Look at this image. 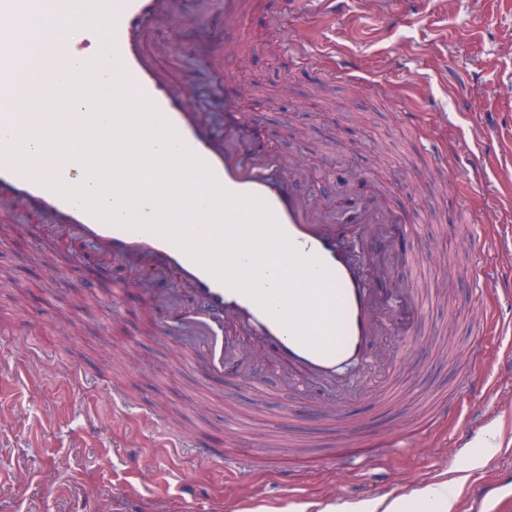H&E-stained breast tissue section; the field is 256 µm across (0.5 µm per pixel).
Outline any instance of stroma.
I'll return each instance as SVG.
<instances>
[{
  "label": "stroma",
  "mask_w": 512,
  "mask_h": 512,
  "mask_svg": "<svg viewBox=\"0 0 512 512\" xmlns=\"http://www.w3.org/2000/svg\"><path fill=\"white\" fill-rule=\"evenodd\" d=\"M290 32L309 42L313 66L289 49ZM166 40L159 30L160 65L196 83L218 121L228 119L225 99L249 109L262 151L288 165L310 157L309 181L329 206L350 193L411 215L392 277L420 291L422 351L395 397L357 399L347 410L369 448L401 430L422 433L417 446L349 470L286 455L278 467L234 473L221 460L166 447L168 432L186 425L218 448L233 422L258 438L284 431L316 448L332 441L335 427L319 423L314 409L277 421L294 400L267 364L254 369L266 387L261 398L180 363L181 352L200 356L204 346L152 332L139 295L147 278L114 266L113 277L139 289L113 302L96 253L57 246L46 231L20 234L18 225L35 216L0 215L9 226L0 235V271L19 280L0 294V512H117L129 495L137 512H353L396 498L421 512V492L451 480L452 512H472L470 490L512 470L511 340L496 328L512 321V299L495 286L512 255L480 247L512 225V163L497 141L477 138L488 123L512 134V0H350L340 16L302 19L288 0H256L231 37L219 32L204 44L187 30L172 51ZM341 58L355 78L317 80ZM214 67L231 79L216 94ZM448 138L460 147L455 163L471 150L484 154L483 188L449 195L434 169ZM475 351L490 363V402L457 391ZM75 366L83 381L72 379ZM114 391L124 399L116 410ZM90 417L102 422L97 432L86 429ZM132 455L141 466L129 464ZM179 473L192 479L195 501H184Z\"/></svg>",
  "instance_id": "35a3bbf8"
}]
</instances>
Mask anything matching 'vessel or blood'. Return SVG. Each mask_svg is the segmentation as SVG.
Listing matches in <instances>:
<instances>
[{
    "label": "vessel or blood",
    "mask_w": 512,
    "mask_h": 512,
    "mask_svg": "<svg viewBox=\"0 0 512 512\" xmlns=\"http://www.w3.org/2000/svg\"><path fill=\"white\" fill-rule=\"evenodd\" d=\"M115 14L114 62L127 76L131 92L153 103L159 115L177 132L182 144L209 169L214 180L234 195L250 196L267 205L294 250L303 258L318 259L332 276V293L317 292L320 313L337 310L339 328L333 350L321 351L283 325L248 294L220 281L204 264L166 237L143 228L107 221L85 203L62 196L63 169L41 162L18 164L0 153V205L19 203L42 215L48 228L63 243L82 242L100 256L103 277H110L113 261L120 260L159 282H170L191 292L198 308L189 313L191 328L202 337L206 374L250 384L260 389L249 359L260 355L272 364L282 386L298 399L313 388L336 387L348 369L367 373L382 366L390 372L405 369L404 354L386 344L388 336L412 333L410 313L418 301L416 289L392 285L389 257L395 253L402 224L369 198L350 210L348 220H332L313 200L303 170L283 166L272 154H257L249 146L245 129L228 125L217 129L210 113L201 111L190 84L162 71L150 53L158 28L177 42L187 25L208 34V22L195 19L184 0H107ZM300 13L334 16L345 0H298ZM51 14L70 23L79 14L71 0H0V120L8 121L17 107L20 86L45 85L67 70L82 55V42L96 36L95 29L72 30L46 41L31 40L27 25ZM236 335H228V327ZM323 418L338 422L339 431L326 458L348 467L356 426L344 408L331 406ZM204 459L232 462L245 457L275 464L277 451L259 446L241 430L223 448H203ZM512 501V487L478 486L472 492L473 512H500Z\"/></svg>",
    "instance_id": "obj_1"
}]
</instances>
